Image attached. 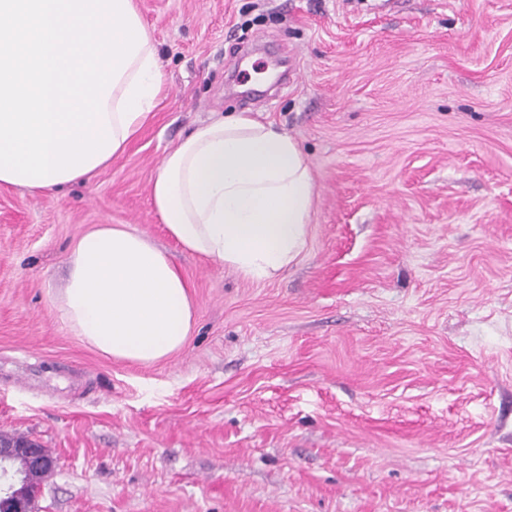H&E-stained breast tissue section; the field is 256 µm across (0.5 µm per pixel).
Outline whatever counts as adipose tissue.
Masks as SVG:
<instances>
[{"label": "adipose tissue", "instance_id": "adipose-tissue-1", "mask_svg": "<svg viewBox=\"0 0 512 512\" xmlns=\"http://www.w3.org/2000/svg\"><path fill=\"white\" fill-rule=\"evenodd\" d=\"M164 76L148 41L103 97L117 146L152 119ZM151 204L185 250L256 280L278 276L304 252L315 187L295 139L247 114L204 123L166 152ZM84 343L119 361L152 364L182 349L194 320L190 285L170 254L123 224H98L74 240L68 277L51 297Z\"/></svg>", "mask_w": 512, "mask_h": 512}]
</instances>
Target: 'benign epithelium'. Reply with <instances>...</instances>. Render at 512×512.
<instances>
[{"label": "benign epithelium", "instance_id": "1", "mask_svg": "<svg viewBox=\"0 0 512 512\" xmlns=\"http://www.w3.org/2000/svg\"><path fill=\"white\" fill-rule=\"evenodd\" d=\"M54 466L53 457L38 444L0 436V498L11 512H34L35 492Z\"/></svg>", "mask_w": 512, "mask_h": 512}]
</instances>
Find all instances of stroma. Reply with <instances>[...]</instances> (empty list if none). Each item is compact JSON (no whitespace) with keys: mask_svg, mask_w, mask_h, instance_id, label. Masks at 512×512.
I'll return each instance as SVG.
<instances>
[{"mask_svg":"<svg viewBox=\"0 0 512 512\" xmlns=\"http://www.w3.org/2000/svg\"><path fill=\"white\" fill-rule=\"evenodd\" d=\"M165 89L124 154L0 186V432L56 460L45 512H512V0H136ZM248 113L300 145L302 255L258 281L150 203L164 154ZM125 224L192 286L141 365L54 309L69 245Z\"/></svg>","mask_w":512,"mask_h":512,"instance_id":"1","label":"stroma"}]
</instances>
